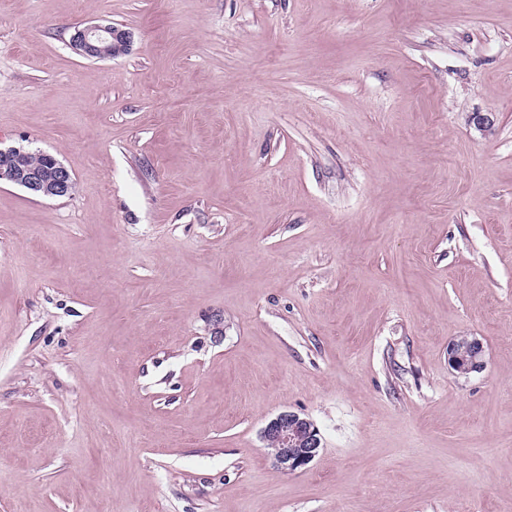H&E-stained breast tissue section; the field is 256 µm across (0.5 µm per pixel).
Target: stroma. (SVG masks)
Instances as JSON below:
<instances>
[{
    "label": "stroma",
    "instance_id": "stroma-1",
    "mask_svg": "<svg viewBox=\"0 0 512 512\" xmlns=\"http://www.w3.org/2000/svg\"><path fill=\"white\" fill-rule=\"evenodd\" d=\"M0 146V512H512V0H0ZM70 45L78 55L87 59L112 58L129 49L130 35L110 24L75 27ZM35 152L29 154L20 148H0V182L5 181L21 186L35 194L62 198L70 196L74 188V179L71 172L53 155ZM32 168L22 166L20 161ZM43 167V168H41ZM483 342L476 336H456L448 343V365L452 371L467 375L484 366ZM262 438L272 449L274 463L288 473L306 467L322 448L314 423L292 411H284L269 421Z\"/></svg>",
    "mask_w": 512,
    "mask_h": 512
}]
</instances>
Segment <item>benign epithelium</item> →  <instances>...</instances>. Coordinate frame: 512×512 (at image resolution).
I'll list each match as a JSON object with an SVG mask.
<instances>
[{"instance_id":"obj_1","label":"benign epithelium","mask_w":512,"mask_h":512,"mask_svg":"<svg viewBox=\"0 0 512 512\" xmlns=\"http://www.w3.org/2000/svg\"><path fill=\"white\" fill-rule=\"evenodd\" d=\"M70 45L87 59L117 56L130 46V35L114 25H90L75 28ZM27 152L20 148H0V182L21 186L35 194L62 198L71 195L74 179L71 172L53 155L45 153L46 166L30 169L20 164ZM483 342L475 336H457L448 343V365L452 371L467 375L484 366ZM262 438L271 447L274 463L291 473L306 467L319 454L321 437L314 423L300 414L284 411L264 427Z\"/></svg>"}]
</instances>
